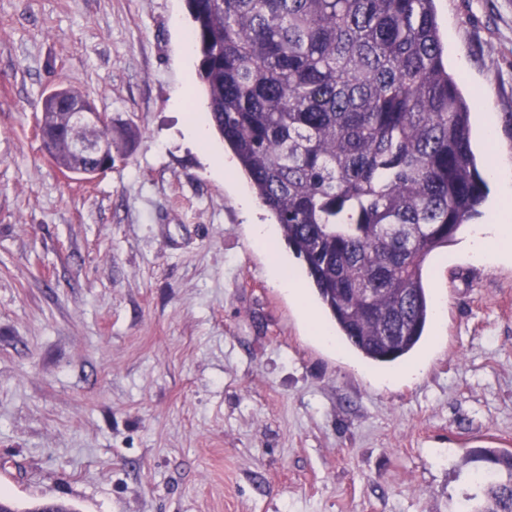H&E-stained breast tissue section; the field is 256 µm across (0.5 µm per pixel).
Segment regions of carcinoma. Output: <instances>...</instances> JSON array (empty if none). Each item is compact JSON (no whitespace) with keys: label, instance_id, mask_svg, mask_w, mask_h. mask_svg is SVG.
<instances>
[{"label":"carcinoma","instance_id":"carcinoma-1","mask_svg":"<svg viewBox=\"0 0 512 512\" xmlns=\"http://www.w3.org/2000/svg\"><path fill=\"white\" fill-rule=\"evenodd\" d=\"M434 0H186L210 122L299 259L336 333L367 361L410 354L431 320L425 269L481 214L471 109L443 61ZM58 86L43 150L73 154ZM464 512H512V452Z\"/></svg>","mask_w":512,"mask_h":512}]
</instances>
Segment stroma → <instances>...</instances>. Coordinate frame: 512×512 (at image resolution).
Wrapping results in <instances>:
<instances>
[{"label": "stroma", "instance_id": "stroma-1", "mask_svg": "<svg viewBox=\"0 0 512 512\" xmlns=\"http://www.w3.org/2000/svg\"><path fill=\"white\" fill-rule=\"evenodd\" d=\"M448 69L493 113L512 164V0H435ZM185 0H0V495L18 512H460L512 451V241L471 229L427 267L431 322L409 362L310 334L269 277L215 165ZM79 89L120 157L64 175L35 135L43 94ZM183 102H175L179 92Z\"/></svg>", "mask_w": 512, "mask_h": 512}]
</instances>
